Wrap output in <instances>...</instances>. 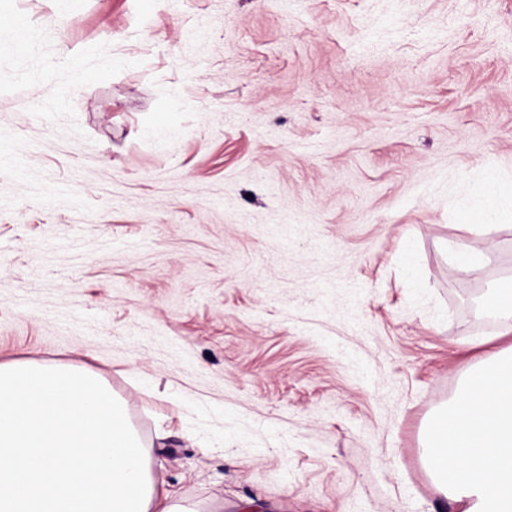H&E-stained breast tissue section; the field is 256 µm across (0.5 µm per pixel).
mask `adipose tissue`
<instances>
[{
    "instance_id": "ef3b65f1",
    "label": "adipose tissue",
    "mask_w": 512,
    "mask_h": 512,
    "mask_svg": "<svg viewBox=\"0 0 512 512\" xmlns=\"http://www.w3.org/2000/svg\"><path fill=\"white\" fill-rule=\"evenodd\" d=\"M488 307L508 345L477 357L426 421L443 512H512V292ZM0 512H196L161 491L124 402L72 365L0 362Z\"/></svg>"
}]
</instances>
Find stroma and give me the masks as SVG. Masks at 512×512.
I'll return each instance as SVG.
<instances>
[{
    "label": "stroma",
    "instance_id": "obj_1",
    "mask_svg": "<svg viewBox=\"0 0 512 512\" xmlns=\"http://www.w3.org/2000/svg\"><path fill=\"white\" fill-rule=\"evenodd\" d=\"M509 286L512 0H0V361L99 374L198 512H437ZM465 228L472 235V238L461 243L456 253V268L460 271H467L478 266L484 258L482 247L483 236L486 233L485 225L466 224Z\"/></svg>",
    "mask_w": 512,
    "mask_h": 512
}]
</instances>
